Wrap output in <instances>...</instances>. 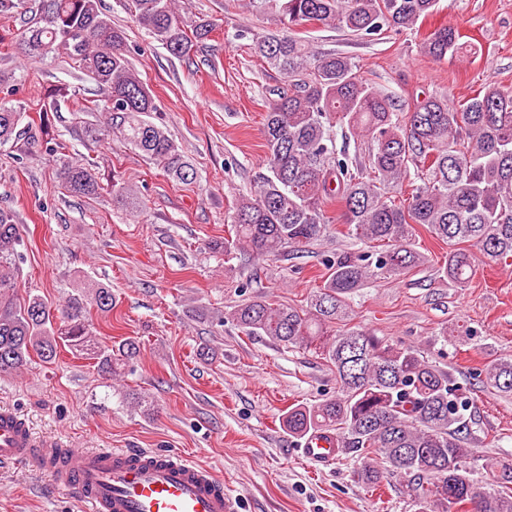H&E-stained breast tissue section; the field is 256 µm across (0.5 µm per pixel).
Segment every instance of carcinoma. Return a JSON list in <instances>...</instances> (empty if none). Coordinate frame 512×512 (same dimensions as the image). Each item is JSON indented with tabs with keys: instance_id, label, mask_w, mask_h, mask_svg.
<instances>
[{
	"instance_id": "carcinoma-1",
	"label": "carcinoma",
	"mask_w": 512,
	"mask_h": 512,
	"mask_svg": "<svg viewBox=\"0 0 512 512\" xmlns=\"http://www.w3.org/2000/svg\"><path fill=\"white\" fill-rule=\"evenodd\" d=\"M439 0H250L258 13H274L280 27L253 37L252 49L282 72L291 89L265 113L264 169L253 188L239 194L230 216L234 237L211 248L226 254L277 256L291 245L317 240L341 208L347 235L367 248L357 258L328 261L322 289L306 309L259 297L234 306L229 318L247 335L287 349L314 351L336 376V394L288 407V435L336 434L338 452L359 453L357 477L375 487L386 472L409 477L414 512H512V460L490 465L484 485L473 479L470 400L458 393L448 370L424 359L413 346L392 343L351 321L346 299L370 280L406 274L425 261L415 249L416 227L448 246L444 273L464 286L478 258H512V90L488 87L455 107L428 95L399 112L393 99L363 80L348 56L315 50L297 32L309 22L354 36L388 28L412 30ZM28 0H0V18L27 13ZM42 20L17 34L23 56L43 60L62 52L73 68L109 90L99 123L86 122L85 138L119 139L160 166L177 183L197 172L158 117L160 108L126 57V36L112 24L100 0H40ZM138 25L175 57L208 39L214 24L183 15L178 0H130ZM436 61L465 57L472 45L442 27L422 42ZM67 91L53 87L33 119L0 97V146L30 147L54 140L49 113ZM353 140L355 154L337 148V135ZM56 178L71 194L95 197L102 190L96 166L67 155L54 159ZM420 183H409L410 167ZM112 197L125 209L140 208L137 191L112 179ZM475 246L474 254L465 244ZM20 232L11 210L0 207V375L25 366L31 352L44 361L63 344L92 351L98 369L113 374L140 352L133 338L116 346L98 342L91 309L109 313L112 289L91 285L54 307L39 295L17 296ZM484 382L512 395V359L495 358Z\"/></svg>"
}]
</instances>
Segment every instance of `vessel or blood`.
Here are the masks:
<instances>
[{
  "instance_id": "vessel-or-blood-1",
  "label": "vessel or blood",
  "mask_w": 512,
  "mask_h": 512,
  "mask_svg": "<svg viewBox=\"0 0 512 512\" xmlns=\"http://www.w3.org/2000/svg\"><path fill=\"white\" fill-rule=\"evenodd\" d=\"M316 464L334 460L336 436L318 432L301 449ZM38 459L59 485L77 489L86 512H237L223 478L173 451L139 448L64 452L38 442L13 409L0 408V465Z\"/></svg>"
}]
</instances>
